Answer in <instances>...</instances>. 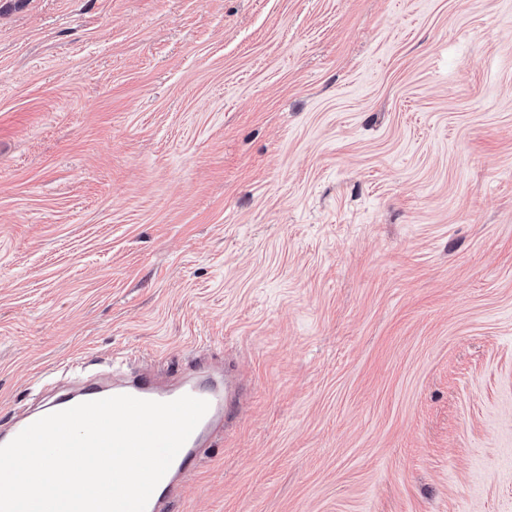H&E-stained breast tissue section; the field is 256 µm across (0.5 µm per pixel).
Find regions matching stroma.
Wrapping results in <instances>:
<instances>
[{
    "label": "stroma",
    "mask_w": 512,
    "mask_h": 512,
    "mask_svg": "<svg viewBox=\"0 0 512 512\" xmlns=\"http://www.w3.org/2000/svg\"><path fill=\"white\" fill-rule=\"evenodd\" d=\"M117 360L173 512H512V0H0V424ZM121 394L162 402L172 401L183 395H191L209 402L208 412L175 457L147 504L146 512H169L180 493L182 478L197 467L204 448L212 446L210 438L214 426L223 420L224 414L236 403V394L229 388L221 370L195 369L171 388L161 387L148 372L134 374L119 384L113 382L112 387L86 383L77 396L60 395L49 401L43 410L25 416L10 435L1 438L0 446L8 444L27 426L50 413L62 411L83 402Z\"/></svg>",
    "instance_id": "stroma-1"
}]
</instances>
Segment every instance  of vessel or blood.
Masks as SVG:
<instances>
[{
    "instance_id": "vessel-or-blood-1",
    "label": "vessel or blood",
    "mask_w": 512,
    "mask_h": 512,
    "mask_svg": "<svg viewBox=\"0 0 512 512\" xmlns=\"http://www.w3.org/2000/svg\"><path fill=\"white\" fill-rule=\"evenodd\" d=\"M121 394L162 402L191 395L209 403L208 412L175 457L147 504L146 512H170L180 493L182 478L197 467L205 448L210 447L212 430L235 404L236 394L229 388L223 372L213 368L195 369L171 388L161 387L151 374L140 372L109 387L96 383L84 384L78 395L59 396L49 401L44 411L50 414L83 402Z\"/></svg>"
}]
</instances>
